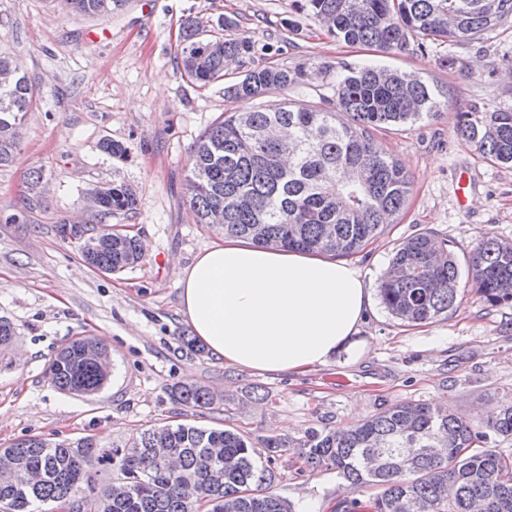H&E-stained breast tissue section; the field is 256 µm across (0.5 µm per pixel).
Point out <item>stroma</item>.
<instances>
[{
	"label": "stroma",
	"mask_w": 512,
	"mask_h": 512,
	"mask_svg": "<svg viewBox=\"0 0 512 512\" xmlns=\"http://www.w3.org/2000/svg\"><path fill=\"white\" fill-rule=\"evenodd\" d=\"M293 0H129L107 17L64 13L58 0H0V54L30 80L37 103L19 144L0 166V318L16 328L0 353V448L36 436L48 443L91 438L122 448L146 430L190 423L235 429L254 447L278 435L299 444L307 431L348 427L403 403H432L475 422L512 404V304H487L470 285L456 312L409 325L375 303L350 352L301 375L249 374L197 353L183 342L192 330L180 309L175 266L190 265L223 231L196 223L186 202L188 157L220 115L283 102L325 107L350 66L377 65L446 86L448 109L433 120L376 135L413 188L405 208L351 262L378 287L394 247L423 230L446 238L466 263L485 235L512 240V166L492 163L455 133L461 116L512 110V18L472 42L432 44L426 52L382 53L330 36ZM202 29L232 26L253 66L309 63L308 79L258 100L225 96L223 84L201 89L178 68L187 18ZM110 139L125 158L105 153ZM41 194H32L34 171ZM468 174L474 195L459 206L455 188ZM123 183L139 205L133 213L100 214L99 187ZM124 225L145 247L141 261L107 274L87 265L62 224ZM23 288H16V281ZM75 336L107 347L112 368L95 395L67 394L45 374ZM193 381L219 392L213 409L173 403L169 389ZM294 455L275 470L272 490L294 512H331L352 490L334 469L297 473Z\"/></svg>",
	"instance_id": "stroma-1"
}]
</instances>
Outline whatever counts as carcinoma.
Returning <instances> with one entry per match:
<instances>
[{
  "mask_svg": "<svg viewBox=\"0 0 512 512\" xmlns=\"http://www.w3.org/2000/svg\"><path fill=\"white\" fill-rule=\"evenodd\" d=\"M330 34L349 44L405 52L419 37L432 43L477 40L512 17V0H294ZM66 12L110 15L126 0H61ZM253 50L246 40L201 37L184 25L180 67L199 87L224 79V62ZM306 77V65L249 68L224 86V94L256 99L286 91ZM33 104L26 76L0 88V165L17 146L19 128ZM448 110V89L416 75L365 66L348 69L336 84L333 109L290 102L275 109L239 112L212 123L189 155L188 181L197 186L188 203L197 223L224 213L222 230L262 247L348 256L364 249L406 206L413 182L399 160L374 142L392 126L413 125ZM457 136L486 159L512 163V111L474 112ZM135 193L114 184L99 199L103 215L136 210ZM142 259L138 241L116 239L112 251L85 261L121 272ZM468 283L491 306L512 303V242L483 237L467 261ZM460 273L448 240L431 231L399 243L380 286L385 308L409 324L437 322L456 310ZM101 345L81 336L50 360L47 375L62 392L93 395L108 375L86 356ZM174 402L193 411L215 405L208 388L180 382ZM492 431L512 438V404L484 425L429 404L400 403L346 429L312 431L301 444L304 463L332 466L374 496L336 502L334 512H512V455L486 447ZM265 460L236 430L189 424L146 430L129 448L72 447L29 438L0 448L15 466L11 484H0V512H40L49 502H69L91 487L96 466L118 461L125 493L107 488L86 495L80 512H293L271 491L272 464L288 441L264 440Z\"/></svg>",
  "mask_w": 512,
  "mask_h": 512,
  "instance_id": "obj_1",
  "label": "carcinoma"
}]
</instances>
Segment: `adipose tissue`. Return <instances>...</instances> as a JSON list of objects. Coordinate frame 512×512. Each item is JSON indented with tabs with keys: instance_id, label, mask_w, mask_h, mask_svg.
Segmentation results:
<instances>
[{
	"instance_id": "obj_1",
	"label": "adipose tissue",
	"mask_w": 512,
	"mask_h": 512,
	"mask_svg": "<svg viewBox=\"0 0 512 512\" xmlns=\"http://www.w3.org/2000/svg\"><path fill=\"white\" fill-rule=\"evenodd\" d=\"M182 313L225 364L251 374H300L349 350L372 309L371 288L348 260L211 245L177 272Z\"/></svg>"
}]
</instances>
